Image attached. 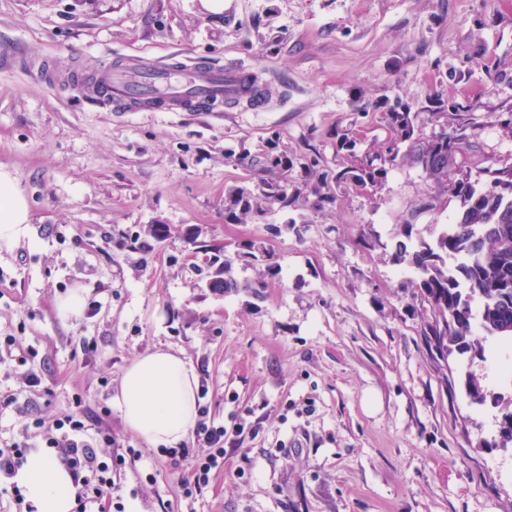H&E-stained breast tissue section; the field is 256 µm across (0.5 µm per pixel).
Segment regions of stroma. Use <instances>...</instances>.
Segmentation results:
<instances>
[{
    "mask_svg": "<svg viewBox=\"0 0 512 512\" xmlns=\"http://www.w3.org/2000/svg\"><path fill=\"white\" fill-rule=\"evenodd\" d=\"M2 54L0 171L29 230L0 242V337L38 355L0 363V398L17 397L0 447L81 409L112 437L102 459L142 452L114 478L125 512H512V448L486 445L501 408L465 390L474 377L512 395L494 342L439 355L432 308L393 257L406 225L451 223L459 201L408 157L356 178L399 140L390 112L423 137L464 131L456 178L512 162V0H0ZM32 54L55 81L24 66ZM197 57L262 73L270 109L118 112L78 89L110 58ZM268 153L287 166L262 171ZM267 177L299 198L225 221ZM201 242L223 246L240 287H210ZM251 245L277 275L239 260ZM78 286L84 314L63 320L56 301ZM159 347L194 365L215 422L247 423L193 499L191 461L172 466L114 402L125 368Z\"/></svg>",
    "mask_w": 512,
    "mask_h": 512,
    "instance_id": "1",
    "label": "stroma"
}]
</instances>
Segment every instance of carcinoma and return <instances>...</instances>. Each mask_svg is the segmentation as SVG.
I'll return each instance as SVG.
<instances>
[{
    "instance_id": "1",
    "label": "carcinoma",
    "mask_w": 512,
    "mask_h": 512,
    "mask_svg": "<svg viewBox=\"0 0 512 512\" xmlns=\"http://www.w3.org/2000/svg\"><path fill=\"white\" fill-rule=\"evenodd\" d=\"M408 112H391L386 120L410 141L408 152L423 171L439 182L456 171L457 155L471 149L465 137L414 136ZM488 178L477 189L459 188L460 209L450 224L429 229L431 240L406 233L396 244V258L411 270L412 285L431 303L434 319L426 336H438L448 347L472 349L469 338L475 330L499 342L512 343V164L487 171ZM288 203V188L264 181L257 192L239 193L224 208V220L250 215L262 220L267 204ZM471 403L484 404L491 392L475 378L468 380Z\"/></svg>"
}]
</instances>
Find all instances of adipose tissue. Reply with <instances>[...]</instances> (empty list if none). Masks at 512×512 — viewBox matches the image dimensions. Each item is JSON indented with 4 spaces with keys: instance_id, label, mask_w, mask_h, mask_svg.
Segmentation results:
<instances>
[{
    "instance_id": "1",
    "label": "adipose tissue",
    "mask_w": 512,
    "mask_h": 512,
    "mask_svg": "<svg viewBox=\"0 0 512 512\" xmlns=\"http://www.w3.org/2000/svg\"><path fill=\"white\" fill-rule=\"evenodd\" d=\"M28 205L13 180L0 172V241L24 237ZM198 378L180 355L158 349L136 358L125 370L115 397L130 430L155 446H172L193 430ZM17 479L37 512H72L69 472L39 451L31 452Z\"/></svg>"
}]
</instances>
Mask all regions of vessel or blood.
Here are the masks:
<instances>
[{
    "mask_svg": "<svg viewBox=\"0 0 512 512\" xmlns=\"http://www.w3.org/2000/svg\"><path fill=\"white\" fill-rule=\"evenodd\" d=\"M173 69L166 64L112 68L104 82L112 103L127 108L143 101L151 102L160 112H175L189 105L216 109L247 98L254 111L263 110L266 95L259 74L238 64L220 70L201 71L199 77L177 84Z\"/></svg>",
    "mask_w": 512,
    "mask_h": 512,
    "instance_id": "1",
    "label": "vessel or blood"
}]
</instances>
